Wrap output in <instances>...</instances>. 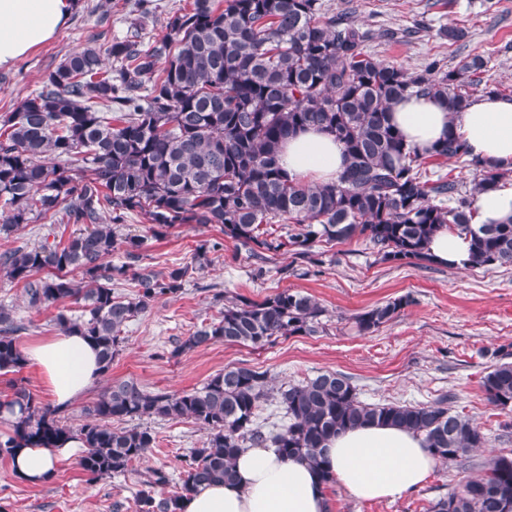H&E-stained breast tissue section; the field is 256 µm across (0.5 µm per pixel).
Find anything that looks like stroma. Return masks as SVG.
<instances>
[{
	"label": "stroma",
	"mask_w": 512,
	"mask_h": 512,
	"mask_svg": "<svg viewBox=\"0 0 512 512\" xmlns=\"http://www.w3.org/2000/svg\"><path fill=\"white\" fill-rule=\"evenodd\" d=\"M329 12L350 17L366 29H405L397 42L380 38L364 50L375 58L423 72L433 62L457 68L479 55L486 62L473 96L495 89L512 97V0H495L483 11L480 0H322ZM190 0H82L70 23L47 43L13 67L0 69V114L38 90L65 51L86 45L107 51L113 41L139 32L142 44L161 36L168 13ZM456 25L466 37L456 43L441 38L439 29ZM69 224L36 218L10 237H0V252L33 247L53 236H69ZM118 238L143 237V261L155 269L195 264L199 270L180 295L158 299L130 321L109 374L72 408L62 411L65 424L84 422V411L110 383L131 379L144 389L181 391L201 386L227 366L267 373L272 388L301 383L323 372L348 376L361 400L368 403L428 404L447 395L453 410L471 419L488 438L476 449L473 462L512 452V434L499 425L506 412L489 404L480 381L489 367L512 357V266L458 271L436 264L399 265L381 261L364 240L319 244L314 261L278 254L258 262L250 249L225 242L219 252L210 245L218 228L184 224L156 236L142 216L129 215L117 225ZM208 261L198 264L200 247ZM259 300L282 288L312 295L325 309L322 332L279 338L263 349L219 343L173 356L177 341L210 322L220 309L209 290ZM408 295L412 302L377 331L362 334L353 318L375 305ZM0 305L12 308L26 329L17 341L25 346L54 334L58 310L30 307L21 285L0 271ZM155 448L122 475L88 480L80 454L59 461L55 479L45 485L18 480L9 461L0 459V512H134V497L149 471L160 468L178 479L181 458L199 447L204 430L190 421H156ZM458 469L440 464L417 490L382 501L349 496L330 485L331 512H426L431 501L446 496L459 479Z\"/></svg>",
	"instance_id": "stroma-1"
}]
</instances>
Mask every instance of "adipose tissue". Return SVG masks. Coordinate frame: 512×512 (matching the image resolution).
<instances>
[{
  "instance_id": "ef3b65f1",
  "label": "adipose tissue",
  "mask_w": 512,
  "mask_h": 512,
  "mask_svg": "<svg viewBox=\"0 0 512 512\" xmlns=\"http://www.w3.org/2000/svg\"><path fill=\"white\" fill-rule=\"evenodd\" d=\"M80 0H0V68H9L33 49L52 41L78 10ZM392 124L410 147L425 153L448 132L460 135L469 157L512 168V99L486 94L463 111L450 112L438 98L417 94L390 106ZM280 164L296 183L334 182L345 162L342 146L315 128L283 145ZM475 224L512 221V187L480 192ZM469 235L445 228L427 245L433 263L460 271L471 264ZM38 369L52 404L65 410L101 378L94 346L79 333H57L24 349ZM79 443L60 448L22 447L11 459L23 482H51L56 466ZM325 456L338 486L360 500L377 501L414 491L437 464L420 435L396 425H358L331 439ZM233 482H211L186 493L179 512H329L330 503L314 471L298 459H283L270 446L245 449L236 460Z\"/></svg>"
}]
</instances>
